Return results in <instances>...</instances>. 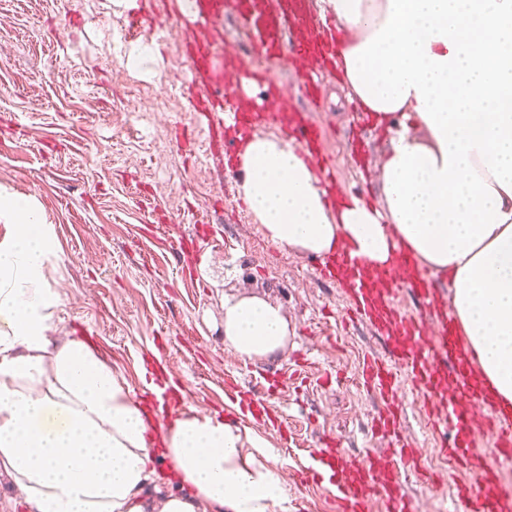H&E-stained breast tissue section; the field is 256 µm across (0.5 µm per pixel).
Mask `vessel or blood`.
Masks as SVG:
<instances>
[{"mask_svg": "<svg viewBox=\"0 0 512 512\" xmlns=\"http://www.w3.org/2000/svg\"><path fill=\"white\" fill-rule=\"evenodd\" d=\"M194 15L196 36L187 63L212 111L223 113L234 125L251 130L277 129L294 140L305 158L319 161L323 139L320 126L302 119L296 104L275 92L269 71L255 60L281 65L299 58L315 60L335 55V41L324 40L310 13L309 0H185ZM231 14L246 36L243 53L217 54L213 47L222 34L218 20ZM262 86L261 95L247 92L248 83ZM320 277L336 280L356 316L375 326L385 337L387 354L364 355L359 381L363 390L376 394L383 408L374 420L380 437L388 438L390 454L366 452L350 460L341 441L332 437L317 444L299 462L302 481L324 479L332 512H417L414 499L403 489L405 472L418 470L422 452L405 447L401 439L408 392L424 396V413L433 430H446L439 456L451 469L476 473L477 484L453 485L457 512H512V407L499 403L466 348V338L453 311L444 306L427 270L404 248H397L391 263L371 267L350 247L320 258ZM407 291L420 305L433 309L435 323L409 316L393 301L394 293ZM486 409L476 420L470 407ZM485 426L493 438L490 455L473 451L474 434Z\"/></svg>", "mask_w": 512, "mask_h": 512, "instance_id": "1", "label": "vessel or blood"}]
</instances>
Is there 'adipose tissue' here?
Returning a JSON list of instances; mask_svg holds the SVG:
<instances>
[{
  "label": "adipose tissue",
  "instance_id": "ef3b65f1",
  "mask_svg": "<svg viewBox=\"0 0 512 512\" xmlns=\"http://www.w3.org/2000/svg\"><path fill=\"white\" fill-rule=\"evenodd\" d=\"M342 31L344 88L390 134L377 202L333 206L279 136L241 145L240 193L273 243L315 256L340 243L374 265L395 246L446 276L467 347L512 402V0H325ZM0 468L30 512H281L279 476L248 430L190 411L154 447L149 418L80 340L54 343L53 244L33 198L0 187ZM288 341L281 307L225 299L224 345L268 358ZM169 458L178 489L146 496Z\"/></svg>",
  "mask_w": 512,
  "mask_h": 512
}]
</instances>
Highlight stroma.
<instances>
[{"instance_id": "stroma-1", "label": "stroma", "mask_w": 512, "mask_h": 512, "mask_svg": "<svg viewBox=\"0 0 512 512\" xmlns=\"http://www.w3.org/2000/svg\"><path fill=\"white\" fill-rule=\"evenodd\" d=\"M173 0H152L163 24L158 73L146 79L119 61L123 0H0V186L40 204L52 230L49 285L60 294L58 340L85 341L132 397L162 355L195 409L249 430L288 491V512H329L326 494L294 479L298 459L325 434L347 455L386 450L371 438L376 399L357 384L364 353H384L366 325L345 321L346 299L314 275L313 256L271 242L224 173V152L205 146L186 75V29ZM338 77L327 79L311 118L336 164L337 197L374 185L387 135L373 128L361 166L358 132ZM258 295L288 320L283 351L244 360L224 346V299ZM251 387L276 380L270 401L295 437L224 406V378ZM421 396L407 404L405 439L441 471Z\"/></svg>"}]
</instances>
